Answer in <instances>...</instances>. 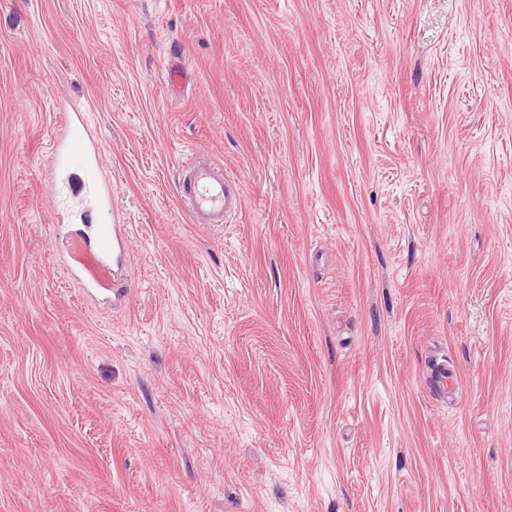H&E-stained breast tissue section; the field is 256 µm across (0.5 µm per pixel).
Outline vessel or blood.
Here are the masks:
<instances>
[{"label": "vessel or blood", "mask_w": 512, "mask_h": 512, "mask_svg": "<svg viewBox=\"0 0 512 512\" xmlns=\"http://www.w3.org/2000/svg\"><path fill=\"white\" fill-rule=\"evenodd\" d=\"M63 128L50 147L48 168L53 189L69 188L70 171L82 169L83 186L100 201L110 202L112 186L100 182L94 171L96 147L85 138L86 127L81 114L65 112L61 115ZM187 175L181 187V199L194 222L223 224L241 206V192L236 177L199 161L191 160L185 166ZM126 250V236L119 225H100L93 231L91 255L76 260L73 269L90 292L108 291L113 263L119 262Z\"/></svg>", "instance_id": "1"}]
</instances>
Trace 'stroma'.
<instances>
[{
  "instance_id": "35a3bbf8",
  "label": "stroma",
  "mask_w": 512,
  "mask_h": 512,
  "mask_svg": "<svg viewBox=\"0 0 512 512\" xmlns=\"http://www.w3.org/2000/svg\"><path fill=\"white\" fill-rule=\"evenodd\" d=\"M0 512H512V0H0ZM61 133L50 147L48 168L50 184L57 193L61 188L70 189V170L81 168L85 173L83 187L87 193H94L100 201L110 202L112 185L98 181L94 171L96 147L85 138L86 127L80 113L61 112ZM187 175L181 199L198 224H224L241 206L238 178L193 158L184 166ZM126 236L119 225H98L93 230L92 255L76 260L73 270L89 292L111 291V267L118 263L126 250Z\"/></svg>"
}]
</instances>
